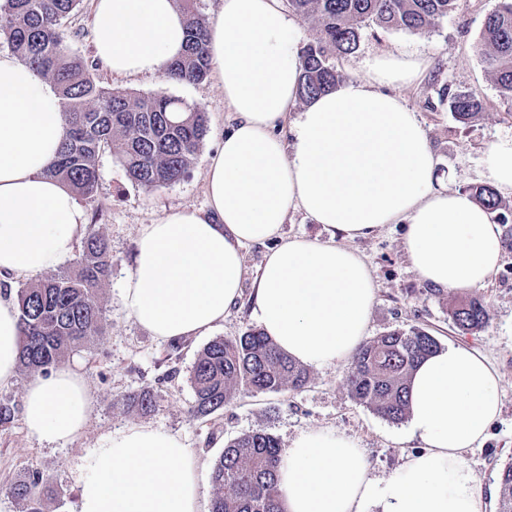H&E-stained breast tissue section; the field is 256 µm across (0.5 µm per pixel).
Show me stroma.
<instances>
[{
	"mask_svg": "<svg viewBox=\"0 0 512 512\" xmlns=\"http://www.w3.org/2000/svg\"><path fill=\"white\" fill-rule=\"evenodd\" d=\"M497 3L457 0L447 18L422 33L367 27L357 50L334 60L347 79L387 52L427 59L428 68L419 81L392 85L388 91L416 112L437 158V182L451 190L488 184L482 155L499 138L512 136V111L501 104L476 51L483 22ZM91 14L92 0H81L78 11L62 25L72 52L88 61L93 58ZM98 75L116 89L161 92L198 107L207 115L208 132L188 176L153 192L133 185L110 152L100 155L97 191L80 206L105 235L112 253V273L99 292L103 329L88 348L66 359L84 379L92 411L79 437L52 446L29 437L22 418L0 428V512H22L23 505L11 496L10 488L34 471L55 490L45 502L46 512H78L80 463L111 432L134 424L166 431L190 449L198 463L204 512L211 507L210 473L215 461L227 440L245 433H271L286 448L302 430H335L358 442L371 478H388L418 452L419 444L409 438L407 422L387 421L348 393L344 382L350 365L346 362L311 369L303 389L241 393L212 416L192 417L191 371L209 337L183 338L175 345L156 339L126 310L121 289L133 266L141 225L174 211H207L206 169L233 115L224 104L223 89L211 76L199 83L177 84L161 75L124 78L103 69ZM452 89L472 92L484 103V112L467 126L458 125L448 110ZM404 233L403 225L388 224L349 243L365 260L376 285L367 336L372 339L391 330L418 327L434 336L440 347L462 344L488 359L500 377L501 412L485 442L465 451L464 471L481 488L496 487L500 468L512 460V249H504L501 266L485 287L465 289V296L483 298L490 319L481 330L464 333L448 314L456 294L431 290L419 279L402 250ZM271 247L267 241L244 248L241 297L213 329V336H239L254 328L252 285ZM147 387L157 390L158 402L155 410L142 414L130 408L127 400Z\"/></svg>",
	"mask_w": 512,
	"mask_h": 512,
	"instance_id": "obj_1",
	"label": "stroma"
}]
</instances>
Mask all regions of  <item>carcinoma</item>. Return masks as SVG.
Masks as SVG:
<instances>
[{
    "label": "carcinoma",
    "instance_id": "cac0c4a2",
    "mask_svg": "<svg viewBox=\"0 0 512 512\" xmlns=\"http://www.w3.org/2000/svg\"><path fill=\"white\" fill-rule=\"evenodd\" d=\"M79 2L0 0V40L49 80L60 97L65 132L59 154L45 174L76 198L90 199L98 186L97 159L108 149L128 179L146 191L180 181L207 134L205 112L164 93L137 94L102 84L94 66L70 51L62 30L63 20ZM176 2L186 16V49L169 65L166 77L198 83L207 78L211 66L207 28L195 0ZM287 4L319 27V37L302 50L298 97L308 102L338 86L341 75L332 59L353 53L364 28L424 32L454 10L455 0H287ZM476 49L501 101L512 108V0H498L485 18ZM448 109L457 123L466 126L484 106L474 94L456 91L448 93ZM470 191L476 202L497 214L498 223H508L511 203L488 186ZM77 266L72 274L50 275L18 293V364L28 374H49L102 332L98 290L111 274L112 255L101 232H88ZM449 315L465 332L477 331L489 320L479 297L454 303ZM437 350L436 339L420 328L386 332L360 345L345 386L380 417L400 422L407 417L406 388L413 369ZM190 381L192 414L208 417L239 393L301 389L309 382V372L279 351L262 331L251 329L209 341L197 355ZM157 396L145 388L132 403L148 413ZM281 461L282 447L270 433L252 432L229 440L212 467L210 512H283L277 486ZM52 493L49 481L37 471L13 486L24 512H45V500ZM498 512H512V463L499 473Z\"/></svg>",
    "mask_w": 512,
    "mask_h": 512
}]
</instances>
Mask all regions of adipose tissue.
<instances>
[{"instance_id": "obj_1", "label": "adipose tissue", "mask_w": 512, "mask_h": 512, "mask_svg": "<svg viewBox=\"0 0 512 512\" xmlns=\"http://www.w3.org/2000/svg\"><path fill=\"white\" fill-rule=\"evenodd\" d=\"M92 29L96 58L125 77L164 73L185 44L175 0H93ZM207 50L234 121L206 173L208 211L172 212L140 229L122 288L140 326L161 340L215 328L241 295L243 247L277 236L296 209L351 240L405 225V256L437 289L491 280L503 255L493 213L469 193L437 185L435 154L415 112L386 92L415 83L423 59L375 57L308 103L287 140L280 129L298 98L302 58L281 0H223ZM63 134L53 86L0 53V387L18 366L15 280L72 255L86 224L73 195L43 174ZM482 167L498 192L512 195V137L492 144ZM375 295L358 252L294 238L266 256L251 316L282 352L320 368L353 357ZM408 400V431L422 450L381 483L345 434L301 431L278 472L285 512H488L462 453L484 442L500 412L496 370L475 350L448 346L419 363ZM90 411L84 380L62 364L29 381L22 419L30 437L53 445L77 438ZM197 469L178 437L125 427L86 459L79 512H202Z\"/></svg>"}]
</instances>
